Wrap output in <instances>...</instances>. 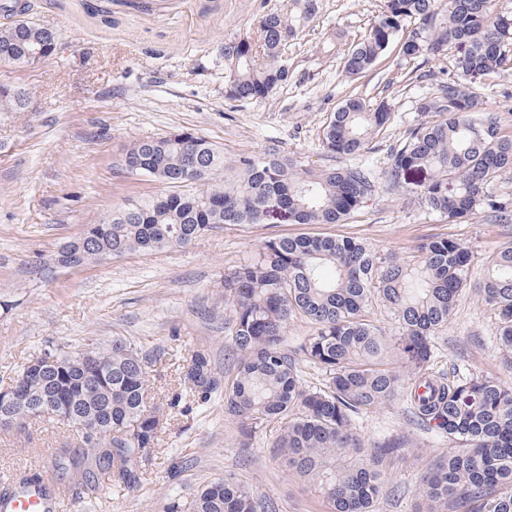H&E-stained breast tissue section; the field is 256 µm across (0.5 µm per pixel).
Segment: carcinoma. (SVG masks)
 I'll return each mask as SVG.
<instances>
[{
  "mask_svg": "<svg viewBox=\"0 0 512 512\" xmlns=\"http://www.w3.org/2000/svg\"><path fill=\"white\" fill-rule=\"evenodd\" d=\"M29 4H0L13 20L0 24V64L32 65L35 46L53 51V32L15 15ZM319 9L318 0H289L284 12L261 21L259 35L224 43L229 73L224 98L266 99L288 81V42ZM397 45L403 60L452 59L454 77L441 83L417 110L435 118L414 124L390 151L387 176L430 173L412 188L419 204L450 224L478 212L512 222V201L490 189L512 173V135L481 108L470 84L489 74L512 73V17L496 0H383L367 33L343 42L342 71L359 77ZM29 92L4 89L0 112H24ZM389 104L360 96L344 100L327 118L322 148L332 157H356L386 131ZM124 170L150 176L172 191L145 198L90 224L60 246L55 264L82 267L99 256L185 247L204 233L240 224H262L275 205L293 224H344L375 192L365 166L292 171L272 150L235 161L238 178L224 177V152L189 130L134 141ZM195 184L198 190L179 188ZM475 255L455 238L433 239L408 260L381 254L353 237L289 235L269 239L257 256L224 273V302L231 306L234 376L222 380L203 352L191 356L183 382L192 395L224 392V413L250 436L267 420L283 423L276 442L287 467L319 481L329 512H375L386 486L382 463L398 457L404 441L385 436L365 446L355 420L390 400H401L425 430L448 441L422 479L426 512H512V385L468 368L446 372L436 363V340L448 327L470 278ZM480 288L498 312L497 344L512 352V244L486 258ZM394 314L398 333L369 319L373 303ZM313 332L298 348L323 374L305 384L288 353L286 329L295 315ZM51 368L22 364L12 392L0 399V417L20 413L71 424L81 432L78 451L59 448L54 467L92 486L96 471L117 470L130 484L133 465L161 430L163 413L146 405L155 356L122 338L90 351L56 344L43 351ZM22 486L50 494L39 471L0 484V496ZM194 512H267L265 501L228 476L197 491Z\"/></svg>",
  "mask_w": 512,
  "mask_h": 512,
  "instance_id": "carcinoma-1",
  "label": "carcinoma"
}]
</instances>
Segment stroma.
<instances>
[{"label": "stroma", "mask_w": 512, "mask_h": 512, "mask_svg": "<svg viewBox=\"0 0 512 512\" xmlns=\"http://www.w3.org/2000/svg\"><path fill=\"white\" fill-rule=\"evenodd\" d=\"M28 17L52 29L56 49L40 64L0 65V82L26 87L30 112H0V381L28 355L56 343L85 350L120 337L159 358L150 377L154 403L181 398L157 442L145 450L125 486L109 472L80 493L53 477L71 512H193L197 491L231 476L265 500L271 512H326L317 486L286 467L275 440L281 423L265 422L244 437L224 414V396L204 405L185 395L183 367L205 352L217 376H230L232 316L224 305L225 270L250 260L273 237L348 236L381 253L407 256L424 242L453 237L476 246L472 286L437 346L439 365L460 364L512 383V354L498 350V316L478 288L486 255L512 239V224L479 214L451 224L423 211L416 195L393 187L384 157L421 114L433 81L405 80L408 69L389 52L362 77L345 76L322 44L344 32L364 35L381 0H318L317 13L288 50L292 76L267 99L224 97L227 41L256 35L264 15L286 0H33ZM483 106L512 135V75H490L472 86ZM366 95L387 101L386 136L369 153L333 159L322 150L323 124L341 102ZM187 129L238 155L270 149L296 170L359 162L373 172L376 192L346 224H292L271 217L208 232L184 248L136 252L79 268L40 267L64 241L129 203L166 192V185L132 176L122 154L133 141ZM365 442L400 436L409 448L386 467L388 481L376 512H422L418 487L446 443L414 426L401 401L387 402L355 423ZM81 445L78 429L30 420L0 430V478L35 467L51 469L57 449Z\"/></svg>", "instance_id": "1"}]
</instances>
